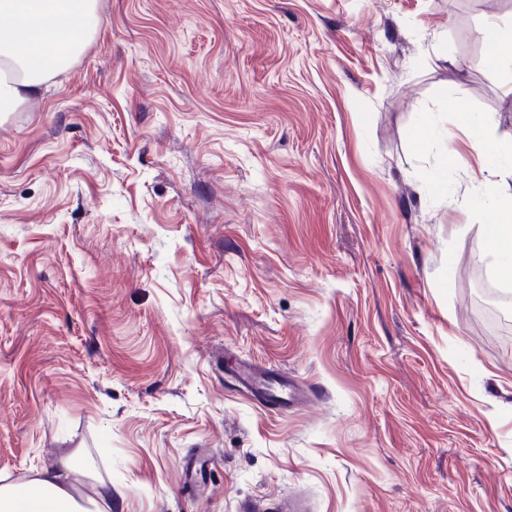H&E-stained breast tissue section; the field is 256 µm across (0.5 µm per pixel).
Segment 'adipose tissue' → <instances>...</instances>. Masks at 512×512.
<instances>
[{"mask_svg": "<svg viewBox=\"0 0 512 512\" xmlns=\"http://www.w3.org/2000/svg\"><path fill=\"white\" fill-rule=\"evenodd\" d=\"M99 21L98 0H0V105L21 103L39 93L49 79L69 67L82 53ZM500 211L486 249L504 275L512 274V198L487 191ZM80 454L61 466L37 470L23 485H0V512H103L111 488L80 503L69 477L81 470Z\"/></svg>", "mask_w": 512, "mask_h": 512, "instance_id": "adipose-tissue-1", "label": "adipose tissue"}]
</instances>
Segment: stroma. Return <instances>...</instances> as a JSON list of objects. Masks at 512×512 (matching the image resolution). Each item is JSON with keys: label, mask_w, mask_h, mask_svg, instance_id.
<instances>
[{"label": "stroma", "mask_w": 512, "mask_h": 512, "mask_svg": "<svg viewBox=\"0 0 512 512\" xmlns=\"http://www.w3.org/2000/svg\"><path fill=\"white\" fill-rule=\"evenodd\" d=\"M99 17L0 122V481L78 451L112 512H512V326L476 288L483 186L512 196V73L480 29L512 0ZM488 116L482 162L465 128ZM221 352L319 396L248 398ZM310 508L300 497H281L273 501L257 502L243 500L238 505V512H307Z\"/></svg>", "instance_id": "35a3bbf8"}]
</instances>
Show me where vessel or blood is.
Wrapping results in <instances>:
<instances>
[{
    "label": "vessel or blood",
    "mask_w": 512,
    "mask_h": 512,
    "mask_svg": "<svg viewBox=\"0 0 512 512\" xmlns=\"http://www.w3.org/2000/svg\"><path fill=\"white\" fill-rule=\"evenodd\" d=\"M228 371L236 380L239 389L251 397L277 406H295L313 395V388L301 385L298 381L276 374L244 362H234ZM306 501L299 497H281L272 501H241L238 512H308Z\"/></svg>",
    "instance_id": "1"
}]
</instances>
